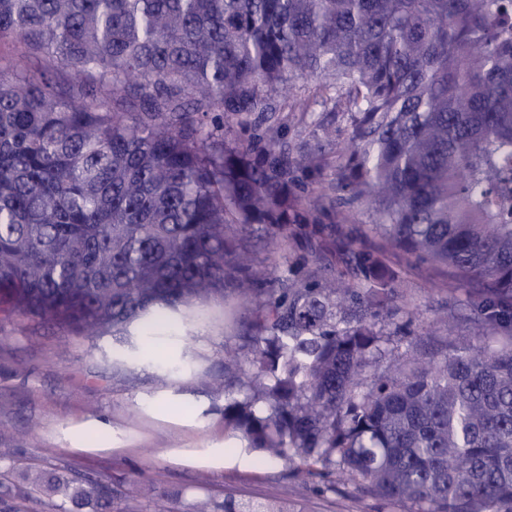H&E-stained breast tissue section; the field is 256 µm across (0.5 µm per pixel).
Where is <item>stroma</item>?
<instances>
[{
    "label": "stroma",
    "instance_id": "stroma-1",
    "mask_svg": "<svg viewBox=\"0 0 512 512\" xmlns=\"http://www.w3.org/2000/svg\"><path fill=\"white\" fill-rule=\"evenodd\" d=\"M277 131L258 115L226 120L227 136L277 134L291 149L315 150V166L296 172L294 192L307 197L336 179V148L323 141L321 124L335 123L337 139L350 128L333 114L283 112ZM318 225L297 224L295 240L271 244L254 236L242 244L268 280L301 277L322 256L324 243L349 234L359 248H383L377 221L364 204H324ZM403 268L406 310L398 317L410 338L439 349L448 340L472 342L466 323L448 335L439 317L467 298L468 288L447 269L391 251ZM185 336L148 338L112 333L75 334L24 316L0 313V506L20 512H63V496L42 480L60 474L93 481L111 496L112 512H196L202 501L225 496L263 499L288 494L305 512H417L393 505L356 483L289 477L281 463L257 455L250 467H213L175 458L178 450L202 452L223 442L224 352L238 343L240 322L226 323L224 301L192 306ZM103 424L113 448L76 450L68 429Z\"/></svg>",
    "mask_w": 512,
    "mask_h": 512
}]
</instances>
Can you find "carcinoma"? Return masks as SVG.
I'll return each mask as SVG.
<instances>
[{
  "instance_id": "cac0c4a2",
  "label": "carcinoma",
  "mask_w": 512,
  "mask_h": 512,
  "mask_svg": "<svg viewBox=\"0 0 512 512\" xmlns=\"http://www.w3.org/2000/svg\"><path fill=\"white\" fill-rule=\"evenodd\" d=\"M4 36L26 51L0 71V312L147 336L231 297L251 317L224 352L231 434L419 512H512V0H0ZM309 89L351 133L304 204L288 183L314 152L228 143L224 117ZM323 199L366 204L390 249L469 285L472 335L506 341L401 350V267L340 239L357 281L317 264L256 287L241 237L278 242Z\"/></svg>"
}]
</instances>
